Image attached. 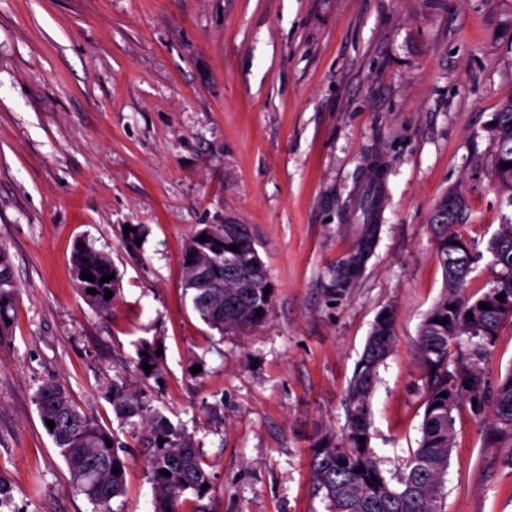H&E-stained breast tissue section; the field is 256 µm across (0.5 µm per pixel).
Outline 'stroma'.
<instances>
[{"mask_svg":"<svg viewBox=\"0 0 512 512\" xmlns=\"http://www.w3.org/2000/svg\"><path fill=\"white\" fill-rule=\"evenodd\" d=\"M512 96V0H0V247L18 301L0 334V512H94L70 485L34 395L61 383L126 446L113 512H153L140 428L108 381L162 347L148 411L184 429L212 481L185 512H329L311 448L343 399L378 314L397 346L372 397L371 446L398 476L420 440L419 327L443 288L431 217L467 205L477 253L465 292L493 288L490 241L512 202L488 171ZM388 175L379 240L354 287L334 288L372 158ZM144 236L125 248L124 227ZM249 225L275 286L265 321L219 335L182 288L187 240ZM108 253L109 315L75 288L72 247ZM199 373H192L194 365ZM512 371V323L482 363ZM444 512H512V450L455 412Z\"/></svg>","mask_w":512,"mask_h":512,"instance_id":"stroma-1","label":"stroma"}]
</instances>
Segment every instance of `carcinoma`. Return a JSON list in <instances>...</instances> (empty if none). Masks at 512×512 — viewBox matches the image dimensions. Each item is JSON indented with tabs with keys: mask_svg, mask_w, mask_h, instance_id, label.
<instances>
[{
	"mask_svg": "<svg viewBox=\"0 0 512 512\" xmlns=\"http://www.w3.org/2000/svg\"><path fill=\"white\" fill-rule=\"evenodd\" d=\"M496 152L491 160V176L501 193L512 204V98L504 102L492 131ZM464 200L457 194L446 195L435 209L432 227L436 253L443 268L445 286L440 298L421 323L416 339V353L426 373L425 409L419 446L405 464L397 483L383 474L371 448V400L379 369L394 353L396 334L393 309L388 317L378 316L354 375L345 393L346 422L339 437H320L311 451L310 468L317 490L324 492L331 512H442L443 478L455 435V410L477 402L474 414L483 417L491 442L512 441V370L500 380L493 395H488L480 362L494 344L501 325L512 320V220L499 226L490 250L493 264L499 267L495 287L475 299L463 294L466 277L476 255L462 234ZM368 223L358 225L353 247L344 262L336 267V293L353 287L365 268L377 243L376 212L364 207ZM196 232L187 242L183 261V288L194 310L210 328L221 334L243 332L262 323L274 298L275 287L265 277L269 293L253 288V261L259 258L255 238L246 224H212L206 241ZM238 245L237 251L229 246ZM235 255L238 263L229 272L225 257ZM95 280L81 279V272ZM116 272L109 255L89 245H74L71 275L76 288L100 314L112 312L119 294V278L102 283L100 279ZM94 288L92 295L87 289ZM113 297L105 299V291ZM504 294V300L497 295ZM17 298L9 253L0 247V330L7 326ZM489 303L490 309L479 308ZM472 317H467V313ZM446 319L442 325L434 319ZM466 341L470 362L450 367L448 354L453 342ZM136 368L144 380L159 376L162 368L155 343L140 344ZM150 365L145 372L142 364ZM446 393L441 397L440 393ZM112 405L126 417L141 412V393L124 378L112 380L108 389ZM35 404L46 429L66 463L73 486L98 507L110 512L112 500L125 492L126 460L117 436L103 428L91 415L79 409L59 383H42L35 394ZM365 437V442L358 437ZM110 442H105V439ZM163 438V445L158 439ZM142 441L148 449L149 481L154 512H182L184 497L203 495L201 487L211 483L192 438L157 411L143 419ZM120 468L113 474L114 468ZM364 471L358 472L356 468ZM166 469L165 476L160 470Z\"/></svg>",
	"mask_w": 512,
	"mask_h": 512,
	"instance_id": "1",
	"label": "carcinoma"
}]
</instances>
